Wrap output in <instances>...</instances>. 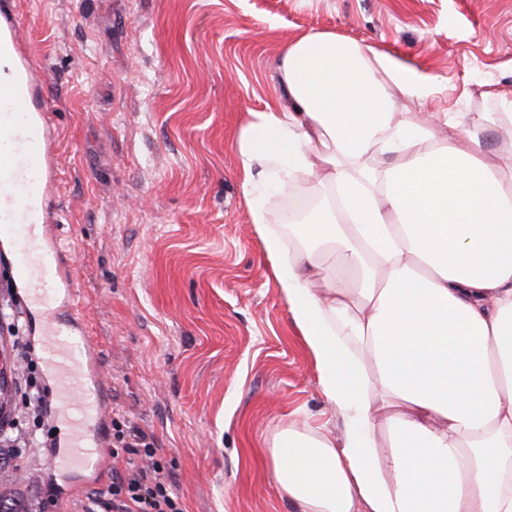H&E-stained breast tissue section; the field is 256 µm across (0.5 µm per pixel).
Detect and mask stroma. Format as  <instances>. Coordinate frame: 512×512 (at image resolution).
I'll return each mask as SVG.
<instances>
[{"mask_svg":"<svg viewBox=\"0 0 512 512\" xmlns=\"http://www.w3.org/2000/svg\"><path fill=\"white\" fill-rule=\"evenodd\" d=\"M48 70L58 130V232L106 380L105 420L154 436L184 512H298L271 473L278 427L339 437L242 194L234 143L283 97L276 71L307 32L367 42L436 77L430 112L512 101V0H18ZM22 295L0 282L10 384L52 390L36 341L9 329ZM6 421L37 432L0 489L73 512L110 473L50 465L57 424L10 392Z\"/></svg>","mask_w":512,"mask_h":512,"instance_id":"stroma-1","label":"stroma"}]
</instances>
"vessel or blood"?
<instances>
[{
	"label": "vessel or blood",
	"mask_w": 512,
	"mask_h": 512,
	"mask_svg": "<svg viewBox=\"0 0 512 512\" xmlns=\"http://www.w3.org/2000/svg\"><path fill=\"white\" fill-rule=\"evenodd\" d=\"M47 76L28 51L16 0H0V249L11 257V287L24 292L40 336L54 350L57 411L70 422L62 462L74 472H98L106 459L95 403L106 387L56 234L59 168Z\"/></svg>",
	"instance_id": "1"
}]
</instances>
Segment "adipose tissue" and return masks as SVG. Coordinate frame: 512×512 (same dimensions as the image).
I'll use <instances>...</instances> for the list:
<instances>
[{
    "instance_id": "obj_1",
    "label": "adipose tissue",
    "mask_w": 512,
    "mask_h": 512,
    "mask_svg": "<svg viewBox=\"0 0 512 512\" xmlns=\"http://www.w3.org/2000/svg\"><path fill=\"white\" fill-rule=\"evenodd\" d=\"M276 69L287 104L236 140L243 195L345 423L278 430L276 484L300 512H512V102L423 111L435 77L327 32Z\"/></svg>"
}]
</instances>
